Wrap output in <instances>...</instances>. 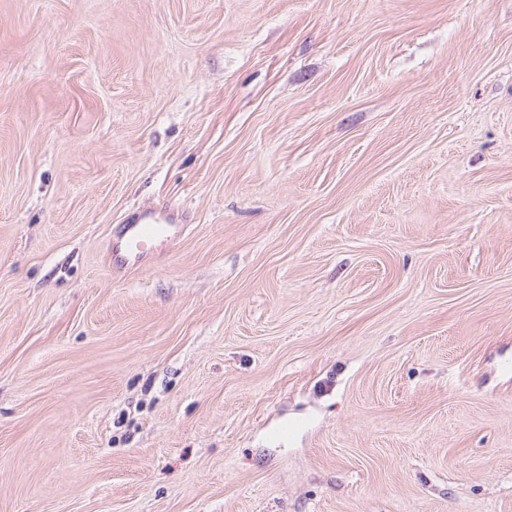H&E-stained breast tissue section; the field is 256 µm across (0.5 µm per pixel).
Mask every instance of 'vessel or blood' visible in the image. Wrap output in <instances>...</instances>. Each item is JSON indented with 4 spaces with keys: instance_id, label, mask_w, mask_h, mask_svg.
Listing matches in <instances>:
<instances>
[{
    "instance_id": "vessel-or-blood-1",
    "label": "vessel or blood",
    "mask_w": 512,
    "mask_h": 512,
    "mask_svg": "<svg viewBox=\"0 0 512 512\" xmlns=\"http://www.w3.org/2000/svg\"><path fill=\"white\" fill-rule=\"evenodd\" d=\"M176 232L171 214L145 209L119 228L109 261L118 270L133 269L167 242Z\"/></svg>"
}]
</instances>
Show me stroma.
I'll use <instances>...</instances> for the list:
<instances>
[{"label":"stroma","mask_w":512,"mask_h":512,"mask_svg":"<svg viewBox=\"0 0 512 512\" xmlns=\"http://www.w3.org/2000/svg\"><path fill=\"white\" fill-rule=\"evenodd\" d=\"M0 512H512V0H0ZM172 216L163 210L145 209L126 224H121L112 241L110 264L113 269H133L167 242L176 232Z\"/></svg>","instance_id":"stroma-1"}]
</instances>
